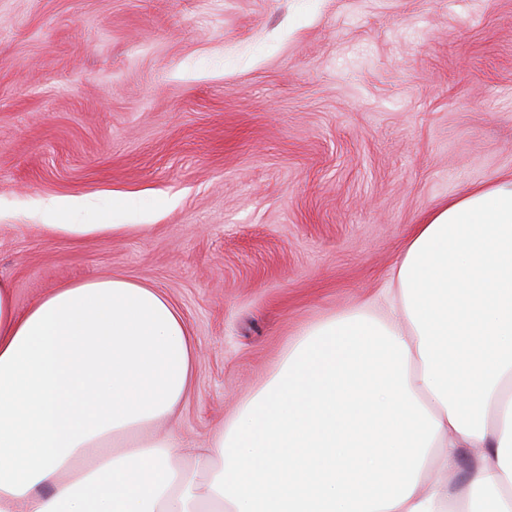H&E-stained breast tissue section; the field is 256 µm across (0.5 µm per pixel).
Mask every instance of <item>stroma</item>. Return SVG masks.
<instances>
[{"instance_id":"obj_1","label":"stroma","mask_w":512,"mask_h":512,"mask_svg":"<svg viewBox=\"0 0 512 512\" xmlns=\"http://www.w3.org/2000/svg\"><path fill=\"white\" fill-rule=\"evenodd\" d=\"M511 173L512 0H0V280L21 312L111 275L165 294L189 447ZM72 200L105 232H42Z\"/></svg>"}]
</instances>
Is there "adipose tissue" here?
Listing matches in <instances>:
<instances>
[{"mask_svg": "<svg viewBox=\"0 0 512 512\" xmlns=\"http://www.w3.org/2000/svg\"><path fill=\"white\" fill-rule=\"evenodd\" d=\"M389 281L206 448L159 427L196 359L163 293L106 276L21 312L0 281V512H512V176L415 225Z\"/></svg>", "mask_w": 512, "mask_h": 512, "instance_id": "ef3b65f1", "label": "adipose tissue"}]
</instances>
